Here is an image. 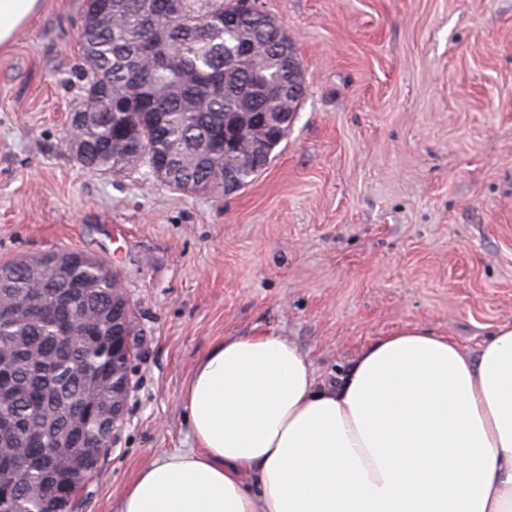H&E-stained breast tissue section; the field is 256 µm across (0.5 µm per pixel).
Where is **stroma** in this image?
I'll return each instance as SVG.
<instances>
[{"label":"stroma","instance_id":"35a3bbf8","mask_svg":"<svg viewBox=\"0 0 512 512\" xmlns=\"http://www.w3.org/2000/svg\"><path fill=\"white\" fill-rule=\"evenodd\" d=\"M256 5L305 93L230 195L77 164L84 0H43L0 48V265L84 252L142 332L126 424L74 512H113L157 453L193 447L183 387L224 337H288L332 381L408 323L473 354L512 322V0Z\"/></svg>","mask_w":512,"mask_h":512}]
</instances>
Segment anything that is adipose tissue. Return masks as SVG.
<instances>
[{"instance_id": "ef3b65f1", "label": "adipose tissue", "mask_w": 512, "mask_h": 512, "mask_svg": "<svg viewBox=\"0 0 512 512\" xmlns=\"http://www.w3.org/2000/svg\"><path fill=\"white\" fill-rule=\"evenodd\" d=\"M43 0H0V47ZM196 442L113 512H512V323L477 354L407 324L326 382L269 334L225 337L183 390Z\"/></svg>"}]
</instances>
